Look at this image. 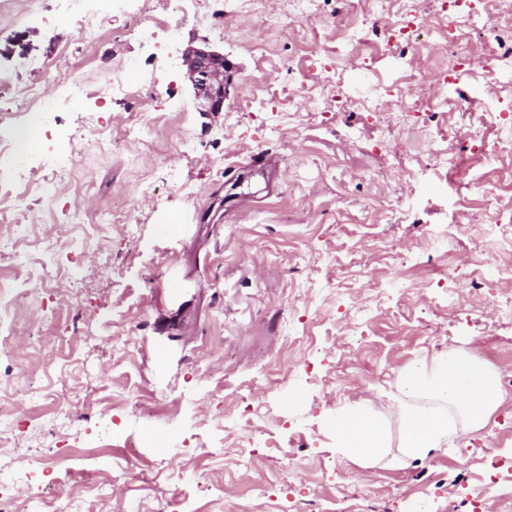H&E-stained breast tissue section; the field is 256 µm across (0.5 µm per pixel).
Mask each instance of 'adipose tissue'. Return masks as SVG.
<instances>
[{
  "label": "adipose tissue",
  "mask_w": 512,
  "mask_h": 512,
  "mask_svg": "<svg viewBox=\"0 0 512 512\" xmlns=\"http://www.w3.org/2000/svg\"><path fill=\"white\" fill-rule=\"evenodd\" d=\"M398 382L409 398L401 411V446L413 458L447 447L459 427L481 428L503 400L492 370L452 353L405 367ZM333 435L337 448L357 460L377 461L391 452L376 404L368 398L349 408Z\"/></svg>",
  "instance_id": "obj_1"
}]
</instances>
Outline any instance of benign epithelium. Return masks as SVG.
Segmentation results:
<instances>
[{"mask_svg": "<svg viewBox=\"0 0 512 512\" xmlns=\"http://www.w3.org/2000/svg\"><path fill=\"white\" fill-rule=\"evenodd\" d=\"M201 111L220 112L224 108V72L230 65L224 55L202 48L190 47L181 56Z\"/></svg>", "mask_w": 512, "mask_h": 512, "instance_id": "1", "label": "benign epithelium"}]
</instances>
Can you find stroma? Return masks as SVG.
<instances>
[{
	"label": "stroma",
	"instance_id": "35a3bbf8",
	"mask_svg": "<svg viewBox=\"0 0 512 512\" xmlns=\"http://www.w3.org/2000/svg\"><path fill=\"white\" fill-rule=\"evenodd\" d=\"M403 6L340 15L336 0H314L302 22L292 0H270V25L205 0L160 18L144 9L134 31L119 32L0 0V79L23 86L74 66L93 86L109 76L135 90L104 91L99 113L75 104L56 114L69 171L54 196L28 193L15 211L31 227L17 248L32 271L47 251L77 267L36 301L0 311L13 328L0 354V391L18 421L0 449L12 470L49 462L51 492L73 512H156L201 474L223 484L236 512H323L359 483L371 488L363 512H474L478 497L502 512L503 489L481 470L490 455L512 468V392L448 449L424 459L400 449L403 368L481 346L497 372L512 369V311L485 318L443 282L453 233L470 249L463 276L486 280L490 299H512V284L497 280L512 248L486 232L512 217V158L496 175L501 190L482 196L471 180L483 170L469 154L440 165L447 145L425 126L366 109L369 82L391 78L394 62L376 44ZM350 27L367 31L368 45L324 57ZM262 39L261 55L253 43ZM190 46L231 63L223 111H199L180 64ZM158 93L149 138L134 137L132 112ZM351 120L390 127L399 162L370 141L339 142L337 127ZM460 200L477 223L451 225ZM77 207L104 227L71 223ZM287 336L317 346L291 348ZM340 359L349 374L326 390ZM31 377L43 378L47 398L30 399ZM155 390L164 405L152 403ZM75 393L74 415L118 409L125 435L72 439L52 399ZM363 397L376 400L392 445L367 464L342 454L331 431ZM162 427L171 439L159 454L145 436ZM71 446L79 457L66 458ZM116 470L126 473L118 484ZM256 484L267 496L253 495Z\"/></svg>",
	"mask_w": 512,
	"mask_h": 512
}]
</instances>
